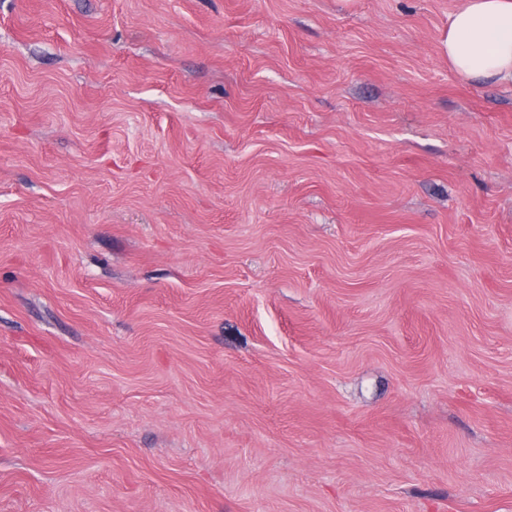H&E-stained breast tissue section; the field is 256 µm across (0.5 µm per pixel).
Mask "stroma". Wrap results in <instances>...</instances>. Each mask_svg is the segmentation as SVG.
<instances>
[{
  "label": "stroma",
  "mask_w": 512,
  "mask_h": 512,
  "mask_svg": "<svg viewBox=\"0 0 512 512\" xmlns=\"http://www.w3.org/2000/svg\"><path fill=\"white\" fill-rule=\"evenodd\" d=\"M462 3L0 0V512H512Z\"/></svg>",
  "instance_id": "35a3bbf8"
}]
</instances>
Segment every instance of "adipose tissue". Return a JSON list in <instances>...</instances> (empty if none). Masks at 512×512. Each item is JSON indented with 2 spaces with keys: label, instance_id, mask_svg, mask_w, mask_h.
<instances>
[{
  "label": "adipose tissue",
  "instance_id": "obj_1",
  "mask_svg": "<svg viewBox=\"0 0 512 512\" xmlns=\"http://www.w3.org/2000/svg\"><path fill=\"white\" fill-rule=\"evenodd\" d=\"M443 45L458 77L512 86V0H464Z\"/></svg>",
  "mask_w": 512,
  "mask_h": 512
}]
</instances>
